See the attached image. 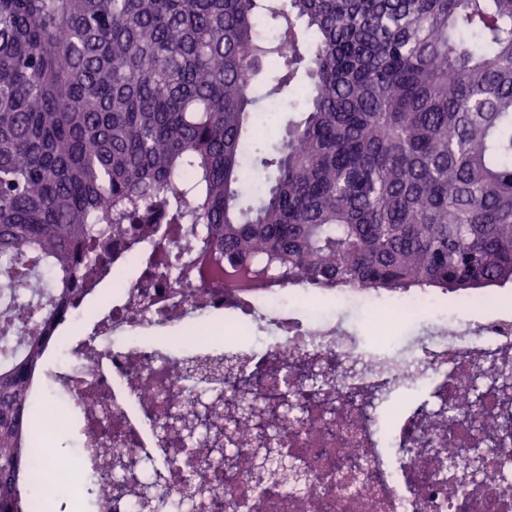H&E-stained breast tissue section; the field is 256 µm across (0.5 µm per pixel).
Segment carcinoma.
Wrapping results in <instances>:
<instances>
[{
	"label": "carcinoma",
	"mask_w": 512,
	"mask_h": 512,
	"mask_svg": "<svg viewBox=\"0 0 512 512\" xmlns=\"http://www.w3.org/2000/svg\"><path fill=\"white\" fill-rule=\"evenodd\" d=\"M265 60L280 68L257 95L243 75ZM303 82L305 118L253 148L266 101ZM159 219L259 275L512 285V0H0V305L24 307L22 281L49 299L0 365V512L44 509L19 494L38 479L44 338L112 243ZM244 445L236 472L290 480L304 509L309 474Z\"/></svg>",
	"instance_id": "1"
}]
</instances>
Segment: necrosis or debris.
Listing matches in <instances>:
<instances>
[{"mask_svg": "<svg viewBox=\"0 0 512 512\" xmlns=\"http://www.w3.org/2000/svg\"><path fill=\"white\" fill-rule=\"evenodd\" d=\"M160 243L188 274L152 276ZM232 268L227 260L221 273L205 272L184 235L154 225L146 239L114 244L107 272L48 338L35 398L54 399L81 429L72 453L45 447L41 459L62 470L80 462L96 512H210L187 480L192 470L205 471L224 512H299L290 490L263 492L254 476L226 485L205 434L186 445L160 434L172 408L191 421L211 400L225 416L240 395L271 409L284 393L299 414L280 425L279 446L313 457L312 479L324 488L306 512H512V398L498 393L512 383V311L501 306V289H480L451 314L444 297L379 305L352 289L358 312L348 317L303 303L305 282L256 276L247 286ZM415 315L416 335H394L396 319ZM241 325L253 331L245 343L235 333ZM480 412L507 441L483 439ZM447 417L455 447L483 449L482 468L465 485L429 452ZM116 448L140 459L163 498L145 507L135 488L102 484Z\"/></svg>", "mask_w": 512, "mask_h": 512, "instance_id": "4bbe7bcc", "label": "necrosis or debris"}]
</instances>
